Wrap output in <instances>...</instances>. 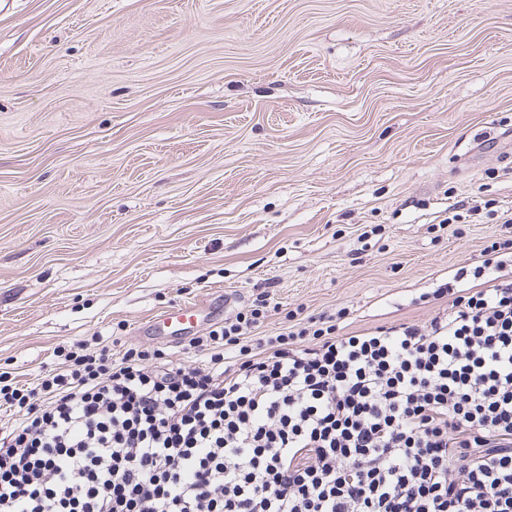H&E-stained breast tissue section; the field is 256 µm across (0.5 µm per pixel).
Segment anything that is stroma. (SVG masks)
Wrapping results in <instances>:
<instances>
[{"mask_svg":"<svg viewBox=\"0 0 512 512\" xmlns=\"http://www.w3.org/2000/svg\"><path fill=\"white\" fill-rule=\"evenodd\" d=\"M479 214L447 223L449 208ZM512 215V0H0V372L214 291L426 324Z\"/></svg>","mask_w":512,"mask_h":512,"instance_id":"stroma-1","label":"stroma"}]
</instances>
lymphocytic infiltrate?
Here are the masks:
<instances>
[{"label":"lymphocytic infiltrate","instance_id":"obj_1","mask_svg":"<svg viewBox=\"0 0 512 512\" xmlns=\"http://www.w3.org/2000/svg\"><path fill=\"white\" fill-rule=\"evenodd\" d=\"M484 252L426 326L262 336L259 302L183 362L76 342L0 384V512H512V278Z\"/></svg>","mask_w":512,"mask_h":512}]
</instances>
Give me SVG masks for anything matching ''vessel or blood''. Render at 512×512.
<instances>
[{"label": "vessel or blood", "mask_w": 512, "mask_h": 512, "mask_svg": "<svg viewBox=\"0 0 512 512\" xmlns=\"http://www.w3.org/2000/svg\"><path fill=\"white\" fill-rule=\"evenodd\" d=\"M233 301L234 297L230 293H213L210 300L188 302L175 311L152 316L139 326L138 333L153 339L182 340L197 333L203 325L223 316Z\"/></svg>", "instance_id": "1"}]
</instances>
